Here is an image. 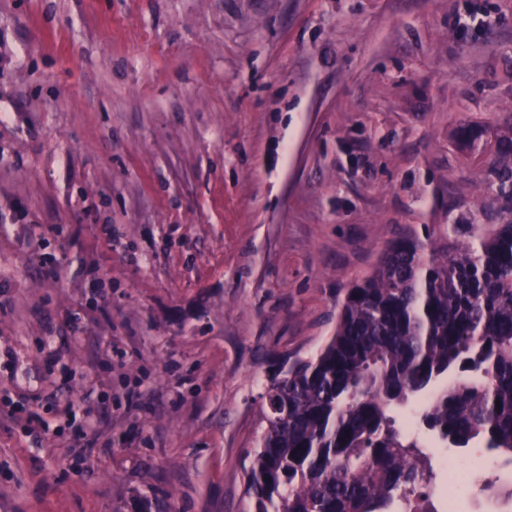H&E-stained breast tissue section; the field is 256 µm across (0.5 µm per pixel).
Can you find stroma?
Listing matches in <instances>:
<instances>
[{
	"label": "stroma",
	"mask_w": 512,
	"mask_h": 512,
	"mask_svg": "<svg viewBox=\"0 0 512 512\" xmlns=\"http://www.w3.org/2000/svg\"><path fill=\"white\" fill-rule=\"evenodd\" d=\"M1 112L0 512H249L267 370L490 201L512 0H0Z\"/></svg>",
	"instance_id": "35a3bbf8"
}]
</instances>
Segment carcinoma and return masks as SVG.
I'll list each match as a JSON object with an SVG mask.
<instances>
[{"label": "carcinoma", "mask_w": 512, "mask_h": 512, "mask_svg": "<svg viewBox=\"0 0 512 512\" xmlns=\"http://www.w3.org/2000/svg\"><path fill=\"white\" fill-rule=\"evenodd\" d=\"M455 136L474 157L494 141L485 180L511 214L512 119ZM424 229L390 240L352 283L314 356L267 371L251 512H395L437 481L432 451L397 425L420 397L433 444L480 443L512 464V219ZM481 490L512 498L497 479Z\"/></svg>", "instance_id": "obj_1"}]
</instances>
